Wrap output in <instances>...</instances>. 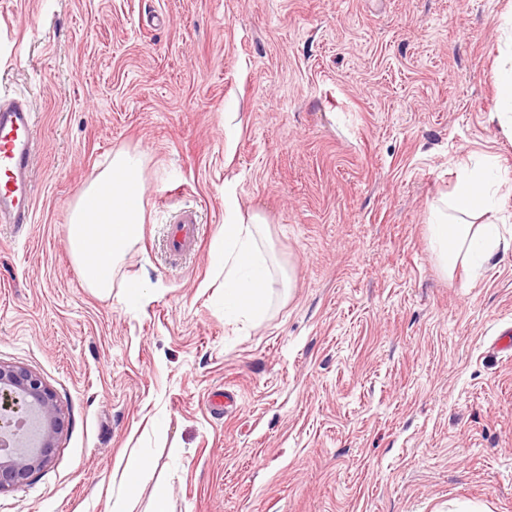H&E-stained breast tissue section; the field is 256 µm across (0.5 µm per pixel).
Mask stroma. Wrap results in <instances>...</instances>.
<instances>
[{"instance_id":"1","label":"stroma","mask_w":512,"mask_h":512,"mask_svg":"<svg viewBox=\"0 0 512 512\" xmlns=\"http://www.w3.org/2000/svg\"><path fill=\"white\" fill-rule=\"evenodd\" d=\"M512 0H0V98L38 121L33 223L0 229V363L65 413L0 512H114L131 449L173 512H512V249L445 273L433 202L485 155ZM239 132L226 152L224 115ZM119 147L147 156L121 288L84 287L70 204ZM268 220L283 286L226 320L210 257L224 188ZM199 250L172 259L183 209ZM237 395L216 414L208 395Z\"/></svg>"}]
</instances>
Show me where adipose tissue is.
<instances>
[{
  "label": "adipose tissue",
  "mask_w": 512,
  "mask_h": 512,
  "mask_svg": "<svg viewBox=\"0 0 512 512\" xmlns=\"http://www.w3.org/2000/svg\"><path fill=\"white\" fill-rule=\"evenodd\" d=\"M145 155L139 150H114L108 163L88 181L70 204L66 246L86 288L95 294L121 286L125 300L143 303L140 281L117 283L127 253L138 242L145 222ZM499 176L486 164L463 167L450 206L433 207L429 242L444 270L454 269L459 258L483 264L498 251L512 248L496 225L468 224L467 215L491 210ZM267 219L242 212L233 189L224 191V222L210 245L213 258L224 271V315L259 321L269 304L270 286L277 269L264 252Z\"/></svg>",
  "instance_id": "adipose-tissue-1"
}]
</instances>
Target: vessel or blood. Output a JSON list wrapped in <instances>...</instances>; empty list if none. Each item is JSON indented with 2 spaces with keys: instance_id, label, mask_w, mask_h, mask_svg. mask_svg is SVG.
Returning a JSON list of instances; mask_svg holds the SVG:
<instances>
[{
  "instance_id": "obj_1",
  "label": "vessel or blood",
  "mask_w": 512,
  "mask_h": 512,
  "mask_svg": "<svg viewBox=\"0 0 512 512\" xmlns=\"http://www.w3.org/2000/svg\"><path fill=\"white\" fill-rule=\"evenodd\" d=\"M35 114L24 99H0V223H31L34 211L32 161ZM201 228L194 211H183L167 235L170 255L195 253Z\"/></svg>"
}]
</instances>
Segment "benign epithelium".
<instances>
[{"mask_svg": "<svg viewBox=\"0 0 512 512\" xmlns=\"http://www.w3.org/2000/svg\"><path fill=\"white\" fill-rule=\"evenodd\" d=\"M63 427L47 383L27 368L0 364V492L23 487L51 463Z\"/></svg>", "mask_w": 512, "mask_h": 512, "instance_id": "7a95c632", "label": "benign epithelium"}]
</instances>
